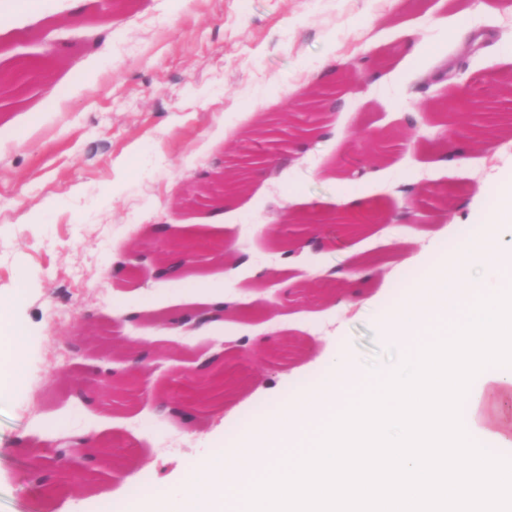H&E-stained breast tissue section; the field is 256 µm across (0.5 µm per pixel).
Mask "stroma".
I'll return each mask as SVG.
<instances>
[{
	"label": "stroma",
	"mask_w": 512,
	"mask_h": 512,
	"mask_svg": "<svg viewBox=\"0 0 512 512\" xmlns=\"http://www.w3.org/2000/svg\"><path fill=\"white\" fill-rule=\"evenodd\" d=\"M85 0L70 21L69 0H40L38 16H18L0 32V71L33 62L31 81L0 88V298L13 304L0 328H23L20 386L0 390V512H98L102 495L133 496L147 484L178 497L186 474L232 445L280 405L316 385L342 351L366 372L402 357L385 334V312L420 281L427 260L455 250L477 229L483 185L512 181V144L494 134L466 140V163L444 162L426 105L476 75H512V0ZM112 47L95 50L104 10ZM471 11L483 39L449 40L459 12ZM413 37H406V30ZM384 52L377 77L328 109L319 131L267 144L276 173L250 171L249 191L224 207L187 199L199 174L235 173L254 113L282 117L322 64H359ZM66 98L55 103L51 88ZM385 132L369 150L362 131ZM366 168L361 179L349 176ZM349 195L389 218L334 248L306 246L286 259L274 237L291 214L317 203L332 213ZM173 241L197 233L224 239L227 257L198 265L197 277L223 289L239 309L189 336L161 316L205 306L207 293L153 266L129 275L126 255L148 250L158 226ZM265 269L266 278L256 276ZM348 271L337 279V271ZM159 358L151 392L128 400L68 388L74 362H129L114 333ZM84 337L82 356L69 346ZM242 340L244 353H224ZM223 354L234 385L213 405L169 414L171 368L194 373ZM66 435L111 440L112 477L100 498L81 486L45 496L31 481L35 449Z\"/></svg>",
	"instance_id": "1"
}]
</instances>
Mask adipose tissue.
Returning a JSON list of instances; mask_svg holds the SVG:
<instances>
[{
  "label": "adipose tissue",
  "mask_w": 512,
  "mask_h": 512,
  "mask_svg": "<svg viewBox=\"0 0 512 512\" xmlns=\"http://www.w3.org/2000/svg\"><path fill=\"white\" fill-rule=\"evenodd\" d=\"M476 211V236L424 266L385 317L405 351L382 375L342 352L322 381L196 466L174 500L122 512H512V183ZM501 280L486 291L475 265Z\"/></svg>",
  "instance_id": "ef3b65f1"
}]
</instances>
